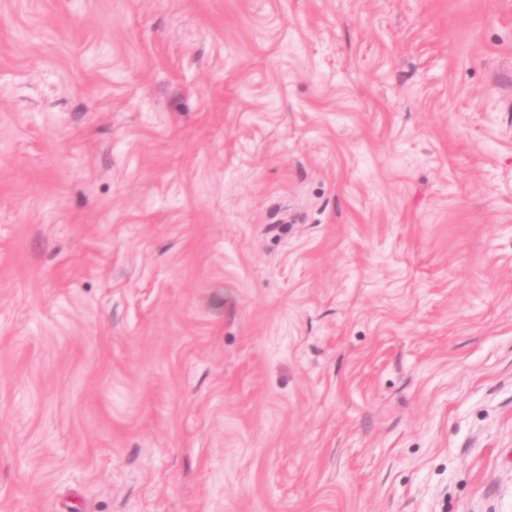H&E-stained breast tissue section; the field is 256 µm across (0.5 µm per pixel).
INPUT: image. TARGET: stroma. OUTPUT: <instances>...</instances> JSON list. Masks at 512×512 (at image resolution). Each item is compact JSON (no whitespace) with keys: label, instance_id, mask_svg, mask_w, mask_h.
I'll use <instances>...</instances> for the list:
<instances>
[{"label":"stroma","instance_id":"35a3bbf8","mask_svg":"<svg viewBox=\"0 0 512 512\" xmlns=\"http://www.w3.org/2000/svg\"><path fill=\"white\" fill-rule=\"evenodd\" d=\"M0 512H512V0H0Z\"/></svg>","mask_w":512,"mask_h":512}]
</instances>
